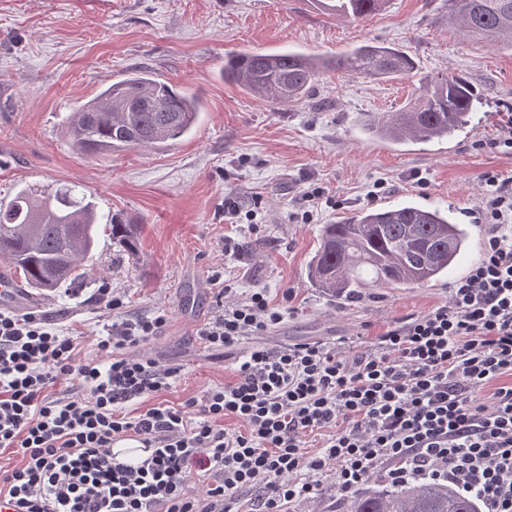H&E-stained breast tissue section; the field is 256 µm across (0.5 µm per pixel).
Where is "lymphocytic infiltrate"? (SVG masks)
I'll use <instances>...</instances> for the list:
<instances>
[{"label": "lymphocytic infiltrate", "instance_id": "obj_1", "mask_svg": "<svg viewBox=\"0 0 512 512\" xmlns=\"http://www.w3.org/2000/svg\"><path fill=\"white\" fill-rule=\"evenodd\" d=\"M482 181L484 252L446 304L350 357L315 342L253 348L235 381L183 409L119 412L176 374L130 355L159 335L164 311L107 325L101 366L77 363V341L41 318L1 310L0 454L18 462L0 469V498L20 512H244L243 493L257 489L252 512H291L325 477L344 497L375 479L430 478L474 494L480 512H512V186L495 172ZM281 320L258 288L199 336L232 347ZM312 434L322 444L310 452ZM125 440L145 459H117ZM198 472L213 478L203 503L188 491Z\"/></svg>", "mask_w": 512, "mask_h": 512}]
</instances>
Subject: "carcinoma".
Instances as JSON below:
<instances>
[{
	"label": "carcinoma",
	"mask_w": 512,
	"mask_h": 512,
	"mask_svg": "<svg viewBox=\"0 0 512 512\" xmlns=\"http://www.w3.org/2000/svg\"><path fill=\"white\" fill-rule=\"evenodd\" d=\"M383 0H335L331 9L361 19ZM448 21L464 37L488 38L512 48V0H445ZM345 68L373 79L406 76L415 68L405 52L365 44L343 59L299 52L246 53L224 61V80L275 105L309 99L321 75ZM482 105L468 81L441 76L396 112H371L361 121L370 138L393 144L442 139L464 128ZM202 101L177 91L146 70H133L76 106L66 134L82 153L110 155L160 149L190 133ZM112 241L138 253L137 225L112 217ZM98 216L87 194L67 185L23 187L0 206V257L38 291L78 283L93 260ZM470 246V233L449 210L411 202L369 208L338 224H325L309 266L311 284L331 296L353 297L364 288L424 286L441 281ZM343 512H479L470 494L441 481L394 486L379 480L348 499Z\"/></svg>",
	"instance_id": "obj_1"
}]
</instances>
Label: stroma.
<instances>
[{
  "instance_id": "stroma-1",
  "label": "stroma",
  "mask_w": 512,
  "mask_h": 512,
  "mask_svg": "<svg viewBox=\"0 0 512 512\" xmlns=\"http://www.w3.org/2000/svg\"><path fill=\"white\" fill-rule=\"evenodd\" d=\"M366 42L404 51L417 73L381 81L330 71L311 99L288 106L253 98L221 75L232 54L289 48L339 56ZM134 69L202 99L195 131L160 151H76L65 133L70 112ZM441 75L468 80L484 98L464 129L403 146L361 134L363 113L397 111L423 80ZM508 113L512 50L455 34L444 0H385L361 20L321 0H0V201L26 185L75 184L101 217L140 227L135 260L100 229L83 283L52 293L38 316L77 337V358L89 362L102 358L96 343L107 324L168 314L160 336L137 352L177 374L166 391L126 406L131 416L159 404L184 407L234 380L243 348L213 349L198 336L224 309L219 280L236 299L262 288L281 305L282 322L261 339L277 349L345 339L362 348L396 319L445 304L483 255L485 228L475 219L483 174L512 179V155L493 146ZM377 181L386 188L368 199ZM313 183L336 205L304 224L292 214ZM228 197L259 206L262 223H225ZM405 200L451 208L469 225L471 247L447 280L369 288L353 300L311 286L307 270L323 225ZM104 282L121 309L99 304Z\"/></svg>"
}]
</instances>
